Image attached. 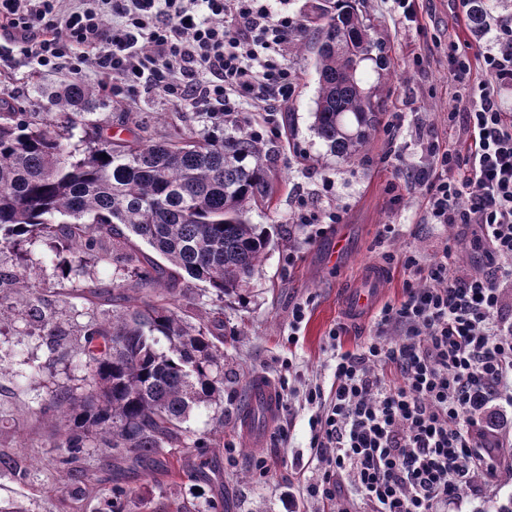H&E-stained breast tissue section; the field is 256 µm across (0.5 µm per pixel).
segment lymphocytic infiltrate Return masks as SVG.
<instances>
[{"instance_id": "lymphocytic-infiltrate-1", "label": "lymphocytic infiltrate", "mask_w": 512, "mask_h": 512, "mask_svg": "<svg viewBox=\"0 0 512 512\" xmlns=\"http://www.w3.org/2000/svg\"><path fill=\"white\" fill-rule=\"evenodd\" d=\"M299 21L271 0H0V62L67 72L109 97L160 92L216 126L261 102L263 121L295 91L288 65ZM484 49H448V76L461 83L462 147L431 140L425 166L410 171L431 224L473 229L479 268L449 272L451 251L402 264L423 276L385 305L373 335L343 349L330 330L334 382L311 388L310 449L323 502L349 497L363 512H447L462 490L480 495L512 458L494 416L512 410V25L489 20ZM483 78H475L474 67Z\"/></svg>"}]
</instances>
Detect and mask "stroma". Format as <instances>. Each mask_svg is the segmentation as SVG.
<instances>
[{"instance_id": "35a3bbf8", "label": "stroma", "mask_w": 512, "mask_h": 512, "mask_svg": "<svg viewBox=\"0 0 512 512\" xmlns=\"http://www.w3.org/2000/svg\"><path fill=\"white\" fill-rule=\"evenodd\" d=\"M365 10L377 33L390 47L391 70L366 61V86L381 85L387 109L377 131L361 154L343 163L326 156L312 129L318 95L313 57L290 46L288 61L297 73L295 92L279 116L276 134L263 130L255 103L244 106L253 132L263 135L270 157L275 193L268 208L253 211V223L264 227L271 245L241 296L224 300V407L192 411L188 428L209 437L210 480L202 487L181 481L183 471L200 465L199 454L172 448L157 461L130 469L125 484L136 501L150 503L154 512H169L173 498L203 495L222 501L224 512H329L307 491L319 475V463L309 450L308 418L312 413L304 393L319 384L330 388L331 329L344 325V349H355L370 336L372 317L346 319L341 297L365 269L382 276V303H399L407 284L417 283L400 258L409 249L422 258L452 248L457 265L479 266L481 256L470 244L469 231L458 226L429 224L421 192L406 185V170L426 164L420 141L453 142L463 137L462 121H449L460 88L448 78V47L476 52L480 39L469 26V11L460 0H419L417 24H407L388 0H365ZM425 64H417L415 55ZM63 73H34L17 68L0 73V97L18 112H41L47 95L67 83ZM106 133L125 138L130 128L147 126L154 137L190 136L203 130L199 113L180 108L160 93L140 94L119 102L98 98L93 114ZM339 211L343 220L314 236L312 226L298 223L302 208ZM399 224L401 235L381 236L383 225ZM26 275L50 300L55 320L68 333L66 344L52 347L39 323L28 314L29 296H11L8 318L0 322V457L27 467L25 482L0 469V499H18L29 512H58L60 498H69L71 512H99L100 497L72 496L55 473L57 450L52 427L36 413L38 401L55 389L82 396L88 386L79 365L77 339L87 322L83 300L70 297L75 281L60 280L58 260L43 241L27 247ZM393 262H386V254ZM308 305L297 332L288 328L296 303ZM258 373L287 379L292 389L267 442L249 446L236 424L248 404L250 379ZM264 457L266 470L253 462Z\"/></svg>"}]
</instances>
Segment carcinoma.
Segmentation results:
<instances>
[{
  "label": "carcinoma",
  "mask_w": 512,
  "mask_h": 512,
  "mask_svg": "<svg viewBox=\"0 0 512 512\" xmlns=\"http://www.w3.org/2000/svg\"><path fill=\"white\" fill-rule=\"evenodd\" d=\"M314 18V38L299 45L314 55L318 97L313 129L327 154L357 157L376 132L385 101L360 79L363 62L389 65L359 0H326ZM474 30L485 24V0H470ZM98 91L71 81L51 96V111L33 121L26 112H0V252L26 260L36 237L67 252L65 279L84 278L80 298L103 310L82 326L79 345L89 391L58 392L38 411L54 420L53 447L62 478L78 492L102 495V512H123L131 490L111 475L101 481L77 464L104 448L112 472L167 448H207L206 434L185 426L193 409L224 403V297L242 290L266 253L269 235L250 220L272 200L265 144L241 118L224 120L178 140L154 141L137 132L114 140L85 119ZM230 125L235 133L224 134ZM82 127L80 144L65 141ZM146 243L166 261L142 252ZM93 261H111L118 282L98 284ZM189 277L205 285L211 308L192 319L166 280ZM34 291L20 271H0V316L8 291ZM140 294L131 303L129 293ZM31 312L59 345L67 336L33 295ZM166 342L160 349L159 343ZM174 512H218V503L178 501Z\"/></svg>",
  "instance_id": "carcinoma-1"
}]
</instances>
